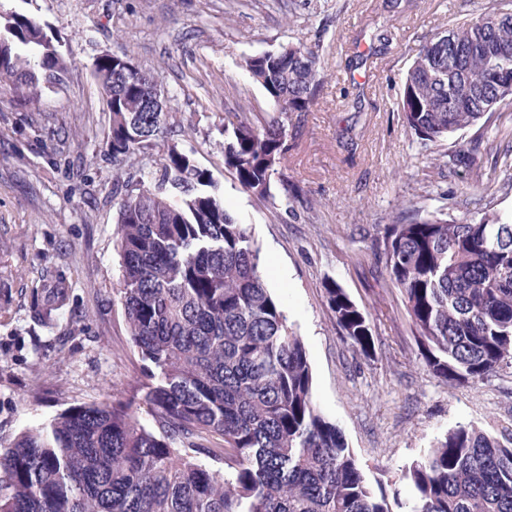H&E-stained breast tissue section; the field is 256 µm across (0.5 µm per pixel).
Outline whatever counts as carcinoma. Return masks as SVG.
I'll use <instances>...</instances> for the list:
<instances>
[{
  "label": "carcinoma",
  "mask_w": 512,
  "mask_h": 512,
  "mask_svg": "<svg viewBox=\"0 0 512 512\" xmlns=\"http://www.w3.org/2000/svg\"><path fill=\"white\" fill-rule=\"evenodd\" d=\"M272 118L232 115L224 165L276 198L285 121L300 127L324 81L318 45L242 57ZM66 63L35 19L0 9V86L22 105L64 82ZM112 112L107 146L132 163L168 133L148 111L160 77L126 56L93 67ZM512 109V12L492 8L435 34L416 54L397 111L421 144L461 131L487 138ZM194 150L173 144L159 169L118 202L120 300L146 366L143 394L78 407L23 433L0 453V512H392L340 429L318 410L304 344L260 269L247 228L209 190ZM381 260L424 347L427 370L477 385L512 369V211L456 220L411 204L385 229ZM40 314L65 304V282ZM337 325L366 354V316L327 288ZM144 400L158 431L133 409ZM216 434L222 448L180 454L177 438ZM204 454L219 467L205 464ZM408 512H512V437L458 425L402 471Z\"/></svg>",
  "instance_id": "1"
}]
</instances>
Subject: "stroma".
<instances>
[{
  "mask_svg": "<svg viewBox=\"0 0 512 512\" xmlns=\"http://www.w3.org/2000/svg\"><path fill=\"white\" fill-rule=\"evenodd\" d=\"M492 0H0L37 18L64 57L63 85L33 106L0 88V451L20 434L80 406L126 398L144 379L119 296L112 114L93 75L97 57H129L159 75L179 147L195 148L226 210L261 248L267 286L301 337L319 411L379 481L394 512L412 502L405 467L449 428L512 431V372L482 384L429 373L399 289L379 260L383 229L405 203L480 216L475 181L494 176L492 206L512 210V119L475 150L460 132L424 149L397 112L420 46ZM387 32L390 39L379 43ZM319 44L325 79L300 135H288L283 179L295 196L271 202L224 165L234 112L265 122L270 105L242 55ZM171 140L145 157L154 166ZM62 315L37 321L56 273ZM366 313L374 347L355 350L326 288Z\"/></svg>",
  "mask_w": 512,
  "mask_h": 512,
  "instance_id": "1",
  "label": "stroma"
}]
</instances>
